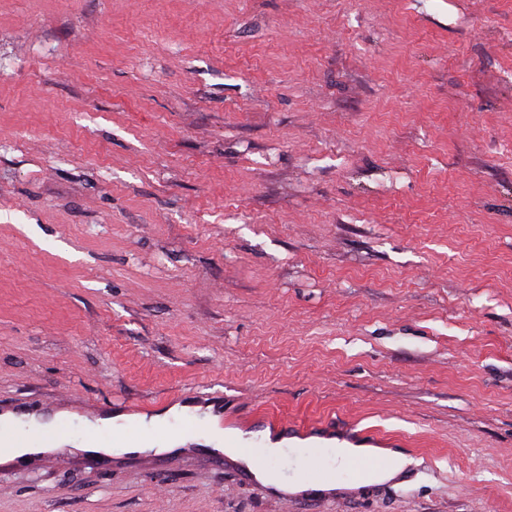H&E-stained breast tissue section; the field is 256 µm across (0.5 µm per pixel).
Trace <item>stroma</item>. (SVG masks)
Segmentation results:
<instances>
[{
  "label": "stroma",
  "instance_id": "1",
  "mask_svg": "<svg viewBox=\"0 0 512 512\" xmlns=\"http://www.w3.org/2000/svg\"><path fill=\"white\" fill-rule=\"evenodd\" d=\"M342 422L410 459L285 505L84 443ZM0 512H512V0H0ZM140 408L165 430L87 418ZM193 399V406H200L203 409L212 407V413L215 414L217 419V426L213 428L216 435H225L224 431V396L223 395H193L190 397Z\"/></svg>",
  "mask_w": 512,
  "mask_h": 512
}]
</instances>
